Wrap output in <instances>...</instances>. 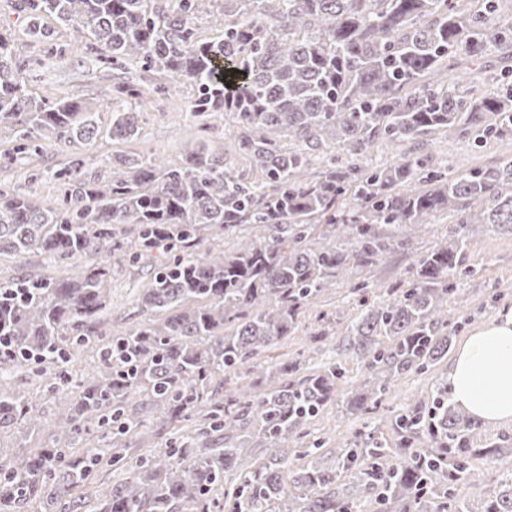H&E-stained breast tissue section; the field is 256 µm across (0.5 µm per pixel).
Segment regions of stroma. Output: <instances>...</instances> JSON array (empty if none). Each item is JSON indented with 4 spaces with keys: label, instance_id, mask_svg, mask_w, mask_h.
Wrapping results in <instances>:
<instances>
[{
    "label": "stroma",
    "instance_id": "1",
    "mask_svg": "<svg viewBox=\"0 0 512 512\" xmlns=\"http://www.w3.org/2000/svg\"><path fill=\"white\" fill-rule=\"evenodd\" d=\"M42 25L49 33L52 43L61 47L60 56L54 57L40 80L32 82V91L40 97L91 101L100 98L112 83V72L103 68L90 53L84 42L74 38L69 28L52 17H44ZM0 34L7 36L17 54L36 57L41 53L38 43L28 35V20L18 7V0H0ZM475 75L473 90L476 94H499L512 87V49H492L483 64H470ZM128 73L139 78L146 93L141 100L139 131L135 137L117 140L107 135L112 123L109 108L99 110L102 128L98 138L82 144L77 152L86 160L88 176L108 175L107 162L112 155L155 154L169 163L180 162L199 143H206L210 150L220 154L228 148L229 135L223 119L210 120L207 128H200L197 118L188 110L191 89L183 87L170 96L157 98L149 88L155 76H142L137 64H130ZM66 146L45 143L42 154L32 156L27 164L0 170V183L26 193L38 201L55 198L59 193L56 181L50 172L67 166L72 154ZM435 167L450 170L474 165H490L512 157V140L487 139L480 142L440 139L424 150ZM451 215L442 216L437 223L428 225L424 232L413 240L412 250L390 254L380 265L366 269L363 279L385 286L403 280L411 266L414 250H422L443 238L448 226L454 223ZM469 250L481 261L483 271L473 277L461 278L458 282L459 296L449 310L451 322L458 328L451 336L452 344H459L470 328L493 319L505 307L512 306V240L478 228L469 240ZM152 261L142 258L137 264L115 270L106 285L107 305L111 309L110 323L119 328L132 327L145 319L137 301V280L150 271ZM354 306L348 283L331 282L312 304L298 323L297 330L280 348L286 360L299 362L308 369L319 364L322 354L308 344V336L316 332L320 323L319 312L327 315L349 317ZM446 361H439L423 372L413 371L395 379L389 396L372 414L371 421L382 436H390L394 416L419 401L431 405L441 387L446 371ZM357 420L351 416L343 402L325 407L306 428L300 439L301 447L320 443V462L334 467L341 452L340 440L357 428Z\"/></svg>",
    "mask_w": 512,
    "mask_h": 512
}]
</instances>
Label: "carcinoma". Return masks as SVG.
<instances>
[{"instance_id":"cac0c4a2","label":"carcinoma","mask_w":512,"mask_h":512,"mask_svg":"<svg viewBox=\"0 0 512 512\" xmlns=\"http://www.w3.org/2000/svg\"><path fill=\"white\" fill-rule=\"evenodd\" d=\"M481 2L224 0L215 34L201 39L195 20L214 0H21L34 39L50 15L113 70L135 61L163 75L157 97L190 86L193 116L230 120L234 155L204 143L175 166L115 155L104 181L75 158L54 172L60 194L49 203L0 185V253L79 262L68 277L0 278V338L13 349L0 360V430L24 424L54 436L32 455L0 457V512L41 497L50 512H357L368 500L377 512H512V474L486 499L457 494L476 457L512 469V439H482L479 422L445 394L395 417L390 441L367 423L394 377L448 354L444 310L459 276L482 270L468 253L476 226L512 238V158L448 175L401 151L442 138L512 139V91L478 96L448 77L465 59L512 47V21L498 20L496 0ZM40 64L0 36V132L13 137L17 160L47 139L76 146L100 134L95 102L31 91ZM142 96L140 81L126 78L103 93L108 136L136 135ZM378 144L397 160L369 159ZM238 156L259 175L238 170ZM445 213L455 224L415 253L403 282L360 279ZM245 224L254 234L233 253L200 250L206 232ZM154 254L158 267L138 285L151 318L105 332L112 270ZM336 278L360 298L346 352L370 379L346 399L361 428L327 468L297 440L342 397L345 370L333 358L305 373L265 357ZM84 351L97 364L74 383ZM19 367L54 393L53 421L5 388ZM141 394L167 442L135 459L127 437L145 428L133 407ZM199 414L200 427H182ZM91 427L94 445L74 454L70 443ZM104 468L129 476L93 507L80 490ZM232 470L240 484L221 503L213 491Z\"/></svg>"}]
</instances>
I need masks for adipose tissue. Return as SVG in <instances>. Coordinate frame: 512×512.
<instances>
[{"mask_svg":"<svg viewBox=\"0 0 512 512\" xmlns=\"http://www.w3.org/2000/svg\"><path fill=\"white\" fill-rule=\"evenodd\" d=\"M455 405L489 424H512V307L476 325L448 362Z\"/></svg>","mask_w":512,"mask_h":512,"instance_id":"adipose-tissue-1","label":"adipose tissue"}]
</instances>
